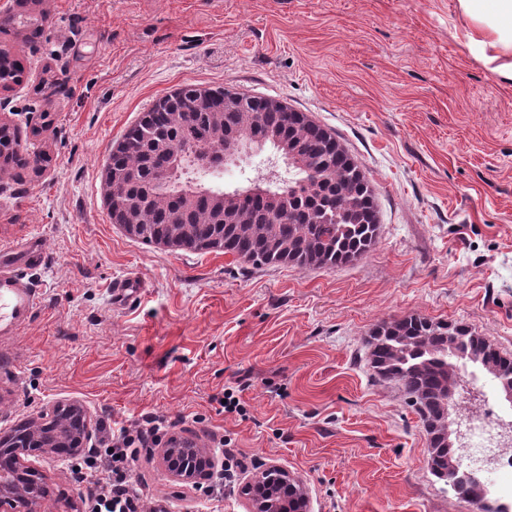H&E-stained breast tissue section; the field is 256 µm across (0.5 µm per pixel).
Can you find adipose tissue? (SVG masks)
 Wrapping results in <instances>:
<instances>
[{"label":"adipose tissue","instance_id":"ef3b65f1","mask_svg":"<svg viewBox=\"0 0 512 512\" xmlns=\"http://www.w3.org/2000/svg\"><path fill=\"white\" fill-rule=\"evenodd\" d=\"M471 55L512 82V0H456Z\"/></svg>","mask_w":512,"mask_h":512}]
</instances>
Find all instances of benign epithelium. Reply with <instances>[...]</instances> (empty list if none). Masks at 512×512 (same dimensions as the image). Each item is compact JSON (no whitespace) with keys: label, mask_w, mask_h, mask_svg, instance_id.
<instances>
[{"label":"benign epithelium","mask_w":512,"mask_h":512,"mask_svg":"<svg viewBox=\"0 0 512 512\" xmlns=\"http://www.w3.org/2000/svg\"><path fill=\"white\" fill-rule=\"evenodd\" d=\"M258 140L226 142L218 154L193 156V172L211 171L258 152ZM91 435V419L87 411L75 404H55L38 419L27 425V433L0 439V466L7 474L0 477V512H42V503L48 496L43 479L26 465V457L34 452L70 457L86 444ZM159 453L166 471L177 481L194 487L210 473L200 472L199 458L203 449L180 438L167 439ZM244 494L251 502L252 512H305L307 497L303 487L288 471L275 465L267 467L263 475L246 485Z\"/></svg>","instance_id":"benign-epithelium-1"}]
</instances>
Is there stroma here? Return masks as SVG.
<instances>
[{"label":"stroma","mask_w":512,"mask_h":512,"mask_svg":"<svg viewBox=\"0 0 512 512\" xmlns=\"http://www.w3.org/2000/svg\"><path fill=\"white\" fill-rule=\"evenodd\" d=\"M456 0H49L0 124L41 151L0 177V255L38 237L32 318L0 336V435L54 403L246 457L208 496L159 455L133 476L167 512H249L239 487L276 464L309 512H473L429 472L401 385L367 339L415 315L478 330L512 356V85L469 52ZM275 99L334 131L374 189L380 233L327 270L257 267L145 244L112 224L103 165L142 112L180 86ZM143 296L123 310L111 285ZM242 388L247 419L225 415ZM44 512H84L65 461L34 455ZM112 299L116 308L131 307L144 291V285L136 277H125L116 280L111 287Z\"/></svg>","instance_id":"1"}]
</instances>
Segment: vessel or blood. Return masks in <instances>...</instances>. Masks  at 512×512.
<instances>
[{"label":"vessel or blood","mask_w":512,"mask_h":512,"mask_svg":"<svg viewBox=\"0 0 512 512\" xmlns=\"http://www.w3.org/2000/svg\"><path fill=\"white\" fill-rule=\"evenodd\" d=\"M144 290L141 280L125 277L112 285V299L116 308L132 306ZM38 302V294L16 271L13 261L0 260V334L9 336L31 318Z\"/></svg>","instance_id":"obj_1"}]
</instances>
